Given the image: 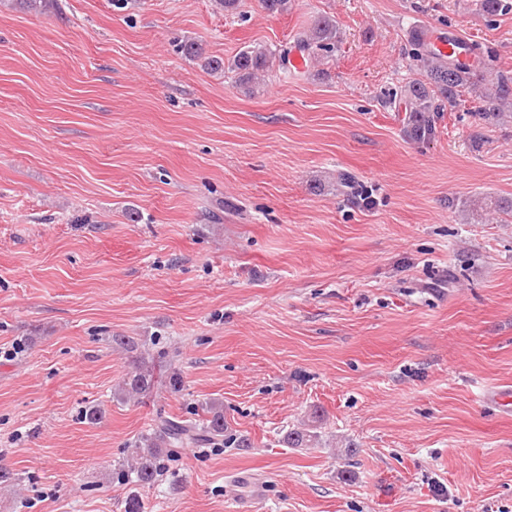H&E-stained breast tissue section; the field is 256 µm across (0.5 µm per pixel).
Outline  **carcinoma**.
<instances>
[{"label": "carcinoma", "instance_id": "cac0c4a2", "mask_svg": "<svg viewBox=\"0 0 512 512\" xmlns=\"http://www.w3.org/2000/svg\"><path fill=\"white\" fill-rule=\"evenodd\" d=\"M339 42L336 23L327 16H317L307 30L300 33L294 47L314 58L321 52L330 53ZM413 63L424 69L426 79H415L391 92L390 100L400 101L409 112L407 136L416 143H428L436 137L437 123L445 110L456 105L461 93L474 95L481 103L474 117L482 125H493L501 116L506 100L512 95V79L502 76L496 85L481 88L476 72L463 66L459 60L446 57L421 44H410ZM269 65V54L262 49H244L232 60L207 57L204 66L215 74L231 71L238 75L241 85L252 82L257 72ZM161 383L156 365L134 360V369L124 379L125 391L141 396ZM209 419L202 423L161 418L135 441L131 458L119 473L125 481L138 485H153L166 473V459L176 448H198L205 445L241 448L243 442L225 434L224 408L219 402L205 403ZM318 438L317 432L304 429L288 433L287 442L293 448H308Z\"/></svg>", "mask_w": 512, "mask_h": 512}]
</instances>
